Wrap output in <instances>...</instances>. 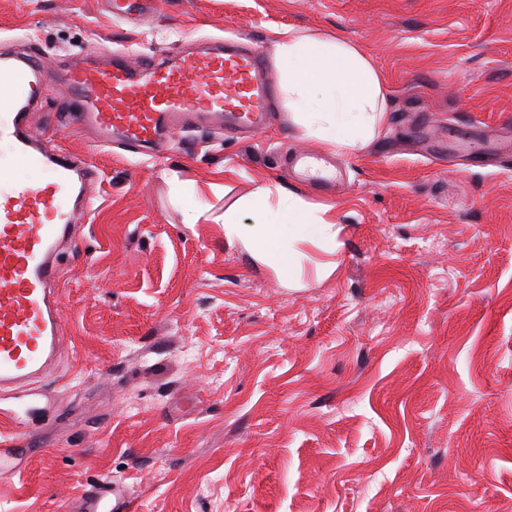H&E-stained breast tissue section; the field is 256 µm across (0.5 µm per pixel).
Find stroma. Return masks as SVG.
I'll return each mask as SVG.
<instances>
[{"mask_svg": "<svg viewBox=\"0 0 512 512\" xmlns=\"http://www.w3.org/2000/svg\"><path fill=\"white\" fill-rule=\"evenodd\" d=\"M155 7L133 25L104 0H0V46L67 66L333 34L386 76L387 123L300 180L290 156L320 147L284 107L248 138L178 133L153 157L92 148L47 83L30 134L100 177L60 256L57 403L0 392V448L23 451L0 512H80L107 480L132 512H512V0ZM261 179L333 205L336 254L298 244L287 279L229 244L224 213Z\"/></svg>", "mask_w": 512, "mask_h": 512, "instance_id": "stroma-1", "label": "stroma"}]
</instances>
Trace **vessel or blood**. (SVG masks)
Returning <instances> with one entry per match:
<instances>
[{
  "mask_svg": "<svg viewBox=\"0 0 512 512\" xmlns=\"http://www.w3.org/2000/svg\"><path fill=\"white\" fill-rule=\"evenodd\" d=\"M112 16L146 14L149 0H106ZM49 63L38 53L0 57V390L39 385L40 397L59 359L65 324L52 288L56 261L70 234L71 198L85 197L98 173L40 150L25 129L29 102L45 87ZM67 95L64 112L97 132L102 146L120 142L154 154L171 136L211 125L259 130L270 121L274 87L258 48L235 41L196 48L168 63L136 66L124 56L91 52L82 65L57 71ZM41 171L38 181L16 179L18 165ZM120 484L88 490L82 512H119Z\"/></svg>",
  "mask_w": 512,
  "mask_h": 512,
  "instance_id": "obj_1",
  "label": "vessel or blood"
}]
</instances>
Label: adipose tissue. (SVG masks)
<instances>
[{"instance_id": "adipose-tissue-1", "label": "adipose tissue", "mask_w": 512, "mask_h": 512, "mask_svg": "<svg viewBox=\"0 0 512 512\" xmlns=\"http://www.w3.org/2000/svg\"><path fill=\"white\" fill-rule=\"evenodd\" d=\"M272 50L283 106L301 136L316 140L332 155L363 151L384 126L387 84L362 47L334 35L310 36L287 27L278 30ZM244 211L265 212L268 221L243 224ZM339 234L331 206L267 182L224 215L228 242L243 243L284 277L295 272L292 245L311 242L332 256L341 246Z\"/></svg>"}]
</instances>
